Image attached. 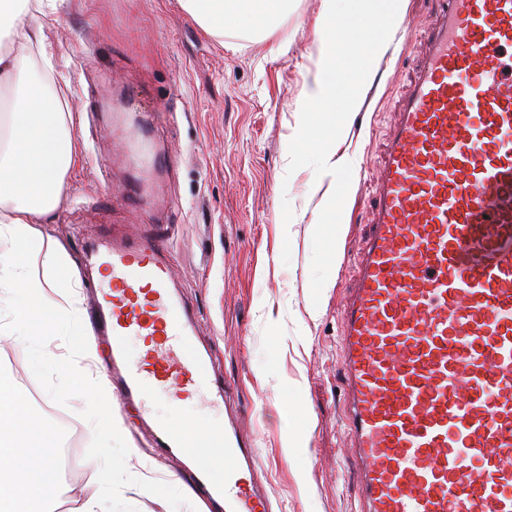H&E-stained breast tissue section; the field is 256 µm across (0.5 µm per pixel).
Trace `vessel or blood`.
<instances>
[{"mask_svg": "<svg viewBox=\"0 0 512 512\" xmlns=\"http://www.w3.org/2000/svg\"><path fill=\"white\" fill-rule=\"evenodd\" d=\"M376 202L342 307L341 371L359 512H512V0H442L387 143ZM167 245L100 237L109 278L95 323L112 386L139 404L219 512H270L243 483L258 454L224 421L223 468L198 417L158 418L211 377ZM132 336L146 351L133 354Z\"/></svg>", "mask_w": 512, "mask_h": 512, "instance_id": "vessel-or-blood-1", "label": "vessel or blood"}]
</instances>
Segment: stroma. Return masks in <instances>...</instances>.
Wrapping results in <instances>:
<instances>
[{"instance_id": "obj_1", "label": "stroma", "mask_w": 512, "mask_h": 512, "mask_svg": "<svg viewBox=\"0 0 512 512\" xmlns=\"http://www.w3.org/2000/svg\"><path fill=\"white\" fill-rule=\"evenodd\" d=\"M322 0H288L268 34H208L180 0H50L38 15L57 71L54 84L75 125L76 161L58 208L34 227L73 259L63 285L31 304L67 307V284L87 283L88 242L101 232L175 229L170 260L197 317L216 377L242 431L256 438V479L273 512H357L350 470L340 309L367 232L388 133L427 43L436 0H403L411 24L366 58L378 24L347 11L336 63L350 86L336 109L301 117L295 104L315 70ZM336 133V172L321 160ZM148 136L172 163L143 168L130 149ZM300 143L294 154L286 145ZM348 178L341 213L328 194ZM55 360L33 369L22 337L0 335V376L21 395L39 435L70 443L55 512L94 496L96 430L66 392L70 342L47 337ZM123 439L138 448L121 473L124 512H167L172 481L192 484L179 460L156 448L137 408L112 397Z\"/></svg>"}]
</instances>
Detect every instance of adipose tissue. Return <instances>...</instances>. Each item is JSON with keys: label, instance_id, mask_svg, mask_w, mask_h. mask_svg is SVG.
Segmentation results:
<instances>
[{"label": "adipose tissue", "instance_id": "adipose-tissue-1", "mask_svg": "<svg viewBox=\"0 0 512 512\" xmlns=\"http://www.w3.org/2000/svg\"><path fill=\"white\" fill-rule=\"evenodd\" d=\"M350 2L362 18L379 17L394 21L401 0H323L320 37L315 47L318 69L302 111L313 108L335 109L334 92L343 85L342 70L336 66V30L343 20V2ZM184 7L214 35L225 30L262 32L277 25L288 9V0H182ZM42 6V0H0V88H8L10 107L0 111V330L27 337L35 359H42L44 339L58 326H65L73 346L74 369L85 375L89 364H96L93 389L101 396L88 413V421L98 429L95 455L101 459L97 473L100 497L114 499L116 470L136 457L118 436L116 423L104 396L109 392L105 366L101 364L97 342L85 321L80 302H72L64 321L51 311L18 306L21 290L39 291L42 285H54V270L70 265L66 250L45 242L31 225V218L56 209L68 185L67 171L74 164L71 115L60 102L47 99L41 86L18 79L20 54L39 34L25 24L27 16ZM47 251L52 271L37 280L26 271L25 257ZM38 426L23 410L12 387L0 380V512H55L54 491L59 481V450L52 443L30 448L22 444L24 436L37 433Z\"/></svg>", "mask_w": 512, "mask_h": 512}]
</instances>
